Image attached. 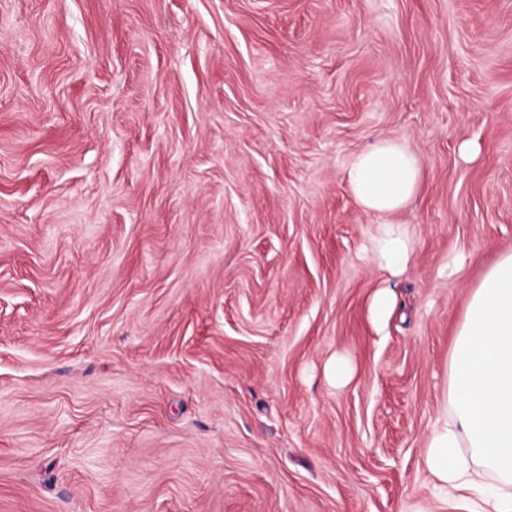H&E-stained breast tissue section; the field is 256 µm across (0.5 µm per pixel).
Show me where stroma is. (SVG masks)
Instances as JSON below:
<instances>
[{
  "instance_id": "1",
  "label": "stroma",
  "mask_w": 512,
  "mask_h": 512,
  "mask_svg": "<svg viewBox=\"0 0 512 512\" xmlns=\"http://www.w3.org/2000/svg\"><path fill=\"white\" fill-rule=\"evenodd\" d=\"M386 138L423 162L391 280L346 181ZM511 250L512 0H0V512H437ZM395 294L389 286L377 288L369 305V316L375 326L383 325L395 307Z\"/></svg>"
}]
</instances>
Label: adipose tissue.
Returning <instances> with one entry per match:
<instances>
[{
	"instance_id": "ef3b65f1",
	"label": "adipose tissue",
	"mask_w": 512,
	"mask_h": 512,
	"mask_svg": "<svg viewBox=\"0 0 512 512\" xmlns=\"http://www.w3.org/2000/svg\"><path fill=\"white\" fill-rule=\"evenodd\" d=\"M422 159L408 144L381 139L354 155L346 180L356 202L384 216L371 259L402 275L413 252L391 222L418 193ZM440 506L512 512V251L472 289L457 326L440 415L422 453Z\"/></svg>"
}]
</instances>
